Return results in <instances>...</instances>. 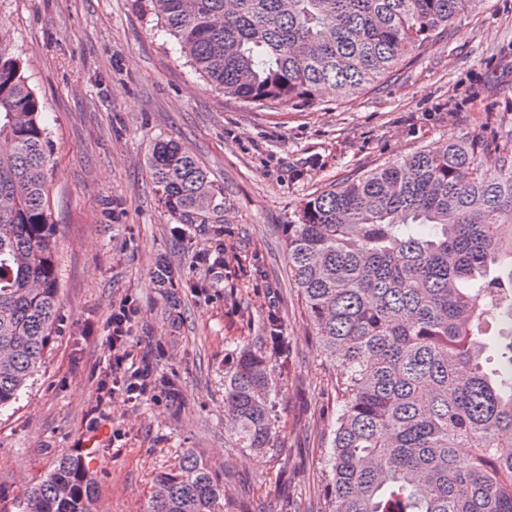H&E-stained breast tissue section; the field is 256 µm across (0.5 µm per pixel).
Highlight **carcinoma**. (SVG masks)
I'll use <instances>...</instances> for the list:
<instances>
[{
    "instance_id": "cac0c4a2",
    "label": "carcinoma",
    "mask_w": 512,
    "mask_h": 512,
    "mask_svg": "<svg viewBox=\"0 0 512 512\" xmlns=\"http://www.w3.org/2000/svg\"><path fill=\"white\" fill-rule=\"evenodd\" d=\"M189 66L260 107L345 100L393 76L479 0H145ZM0 27V410L30 388L61 330L58 225L42 104ZM155 193L177 224L218 206L192 154L160 140ZM416 224L432 233L418 236ZM288 271L324 358L339 367L328 512H512V140L463 136L311 196L282 225ZM505 326L482 364L486 324ZM239 447L273 439L265 357L224 372ZM224 482L192 452L143 512H216ZM95 482L65 452L21 512H93Z\"/></svg>"
}]
</instances>
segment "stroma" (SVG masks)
Segmentation results:
<instances>
[{"label": "stroma", "mask_w": 512, "mask_h": 512, "mask_svg": "<svg viewBox=\"0 0 512 512\" xmlns=\"http://www.w3.org/2000/svg\"><path fill=\"white\" fill-rule=\"evenodd\" d=\"M0 24L50 136L64 315L32 389L0 411V512H19L68 450L88 454L95 512H142L156 475L189 450L223 469V512H324L338 369L320 355L279 227L322 189L417 150L511 136L512 0H479L381 86L304 109L224 96L141 0H0ZM161 138L223 190L180 239L152 190ZM204 249L221 253L220 272L198 263ZM161 257L177 275L175 309L155 283ZM124 300L133 335L116 352L107 338ZM244 348L266 355L273 382L266 452L237 448L224 417V372ZM118 355L154 368L136 402L112 391Z\"/></svg>", "instance_id": "35a3bbf8"}]
</instances>
